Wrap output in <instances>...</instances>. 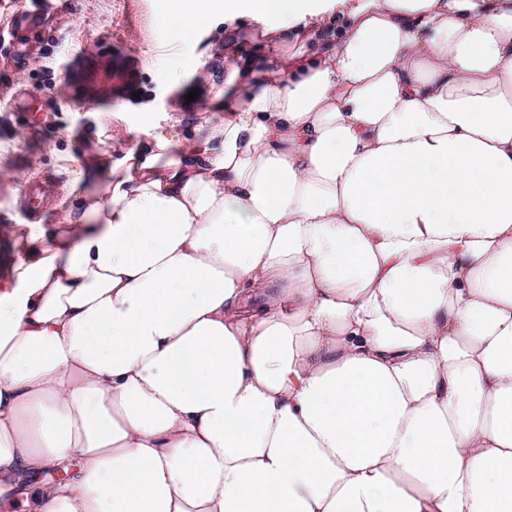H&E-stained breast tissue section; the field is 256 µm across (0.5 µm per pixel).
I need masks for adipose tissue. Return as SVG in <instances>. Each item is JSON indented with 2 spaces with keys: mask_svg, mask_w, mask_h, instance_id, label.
Returning a JSON list of instances; mask_svg holds the SVG:
<instances>
[{
  "mask_svg": "<svg viewBox=\"0 0 512 512\" xmlns=\"http://www.w3.org/2000/svg\"><path fill=\"white\" fill-rule=\"evenodd\" d=\"M166 4L279 51L22 226L0 512H512V0Z\"/></svg>",
  "mask_w": 512,
  "mask_h": 512,
  "instance_id": "1",
  "label": "adipose tissue"
}]
</instances>
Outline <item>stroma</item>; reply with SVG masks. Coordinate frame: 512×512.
<instances>
[{"instance_id": "obj_1", "label": "stroma", "mask_w": 512, "mask_h": 512, "mask_svg": "<svg viewBox=\"0 0 512 512\" xmlns=\"http://www.w3.org/2000/svg\"><path fill=\"white\" fill-rule=\"evenodd\" d=\"M162 2L56 0L55 10L30 29L16 23V0H0V275L22 248L15 229L34 220L22 206L34 180L50 176L60 185L34 220L49 230L62 222L74 192L93 191L79 179L90 158L111 145L132 147L168 115H190L223 87L224 69L209 56L224 30L223 12L179 39ZM186 58L197 66L179 83L159 79L161 65ZM90 82L102 95L80 100ZM21 93L36 100L35 110L15 109Z\"/></svg>"}]
</instances>
